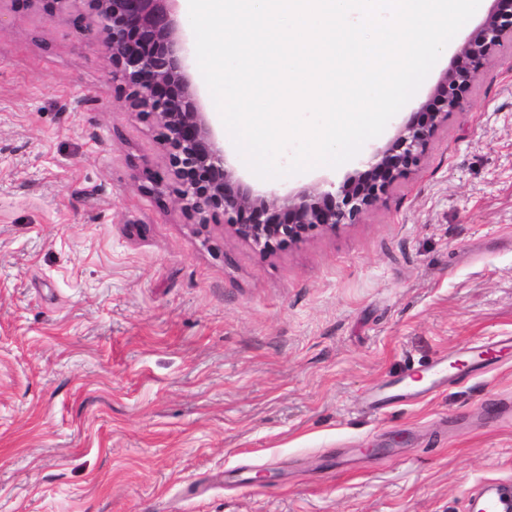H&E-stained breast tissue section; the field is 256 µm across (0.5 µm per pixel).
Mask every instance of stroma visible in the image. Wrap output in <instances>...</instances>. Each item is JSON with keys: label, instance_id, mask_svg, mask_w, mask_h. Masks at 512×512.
I'll return each mask as SVG.
<instances>
[{"label": "stroma", "instance_id": "35a3bbf8", "mask_svg": "<svg viewBox=\"0 0 512 512\" xmlns=\"http://www.w3.org/2000/svg\"><path fill=\"white\" fill-rule=\"evenodd\" d=\"M103 40L83 0H0V512H467L512 482V355L364 407L512 333V41L359 223L264 252L186 217ZM224 152L269 195L357 168ZM512 349V335L496 336L494 340L476 344L469 348V353L476 361L470 364L459 363V360L438 359L430 365L424 373L414 377L413 374L402 376L396 383L398 394L373 393L368 401V409L377 412L386 407L392 400L398 397L415 395L424 398L433 395L439 388L469 372L478 368L479 363L489 362L496 358L497 353ZM479 361H478V360ZM448 366L454 371H448ZM425 378V380H424ZM424 380V381H423ZM422 382L413 385L412 382Z\"/></svg>", "mask_w": 512, "mask_h": 512}]
</instances>
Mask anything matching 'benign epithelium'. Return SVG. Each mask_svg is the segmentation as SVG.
I'll return each mask as SVG.
<instances>
[{"instance_id": "obj_1", "label": "benign epithelium", "mask_w": 512, "mask_h": 512, "mask_svg": "<svg viewBox=\"0 0 512 512\" xmlns=\"http://www.w3.org/2000/svg\"><path fill=\"white\" fill-rule=\"evenodd\" d=\"M106 34L112 77L131 108L155 118L183 210L204 227L223 218L238 237L263 250L314 230L356 224L391 184L417 167L443 116L466 94L506 35L512 0H494L477 32L457 49L432 98L419 104L393 143L374 151L341 184L268 200L236 176L188 75V36L175 18L177 0H83Z\"/></svg>"}]
</instances>
